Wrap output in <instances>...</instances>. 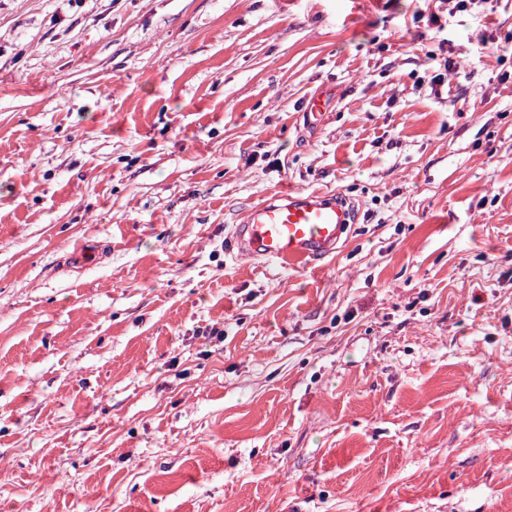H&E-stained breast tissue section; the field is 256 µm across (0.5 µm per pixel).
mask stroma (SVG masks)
I'll list each match as a JSON object with an SVG mask.
<instances>
[{"label": "stroma", "mask_w": 512, "mask_h": 512, "mask_svg": "<svg viewBox=\"0 0 512 512\" xmlns=\"http://www.w3.org/2000/svg\"><path fill=\"white\" fill-rule=\"evenodd\" d=\"M509 38L512 0H0V512H512ZM289 187L354 202L341 248L230 250Z\"/></svg>", "instance_id": "1"}]
</instances>
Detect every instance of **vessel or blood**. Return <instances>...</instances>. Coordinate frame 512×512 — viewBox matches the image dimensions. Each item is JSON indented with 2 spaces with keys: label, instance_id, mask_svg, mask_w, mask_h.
I'll use <instances>...</instances> for the list:
<instances>
[{
  "label": "vessel or blood",
  "instance_id": "vessel-or-blood-1",
  "mask_svg": "<svg viewBox=\"0 0 512 512\" xmlns=\"http://www.w3.org/2000/svg\"><path fill=\"white\" fill-rule=\"evenodd\" d=\"M352 219L343 195L291 188L254 207L232 241L238 252L295 267L336 251Z\"/></svg>",
  "mask_w": 512,
  "mask_h": 512
}]
</instances>
